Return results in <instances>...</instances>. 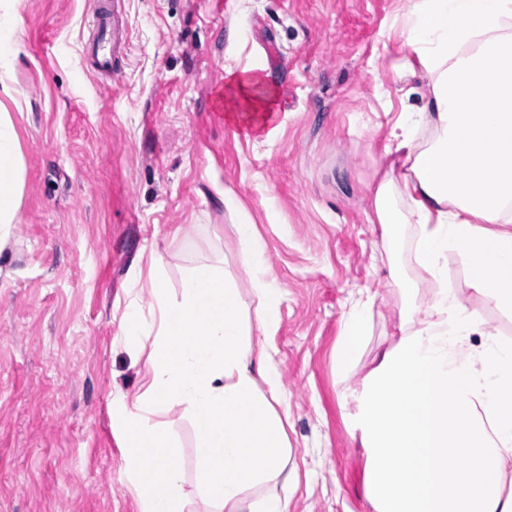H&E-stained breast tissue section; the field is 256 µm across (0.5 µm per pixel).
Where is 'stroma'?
<instances>
[{
	"instance_id": "obj_1",
	"label": "stroma",
	"mask_w": 512,
	"mask_h": 512,
	"mask_svg": "<svg viewBox=\"0 0 512 512\" xmlns=\"http://www.w3.org/2000/svg\"><path fill=\"white\" fill-rule=\"evenodd\" d=\"M94 0H15L0 77L24 163L14 236L0 250V512H138L116 392L143 391L142 355L117 340L159 253L170 289L223 264L255 308L234 226L256 224L283 290L266 345L279 365L295 486L289 512H375L351 433L352 392L399 336L368 188L382 176L404 86L399 0H119V66L86 58ZM249 70L275 122L216 120L227 71ZM233 193L240 212L224 206ZM376 292L361 357L336 349L361 289ZM187 512H205L191 421L166 418Z\"/></svg>"
}]
</instances>
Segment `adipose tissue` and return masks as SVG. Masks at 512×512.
Listing matches in <instances>:
<instances>
[{
    "label": "adipose tissue",
    "mask_w": 512,
    "mask_h": 512,
    "mask_svg": "<svg viewBox=\"0 0 512 512\" xmlns=\"http://www.w3.org/2000/svg\"><path fill=\"white\" fill-rule=\"evenodd\" d=\"M394 24L404 51L389 67L425 83L419 103L390 124L371 191L385 253L416 228L418 274L396 290L400 336L356 394L353 436L367 460L376 512H512V338L490 332L460 294L512 317V0H400ZM256 77L229 73L226 112L252 121L270 109ZM23 161L9 113H0V244L17 222ZM257 301L245 313L223 267L200 262L171 291L161 255L146 283L150 313L129 305L118 337H152L144 392L112 400L138 512H185L175 442L162 417L183 409L195 431L198 481L212 512H288L270 492L289 484L288 438L273 407L277 363L254 335L279 321L282 290L263 262L254 224L234 227ZM465 273L448 275L449 259ZM431 288L433 304L418 319ZM373 294L356 300L336 351L339 371L358 360Z\"/></svg>",
    "instance_id": "ef3b65f1"
}]
</instances>
